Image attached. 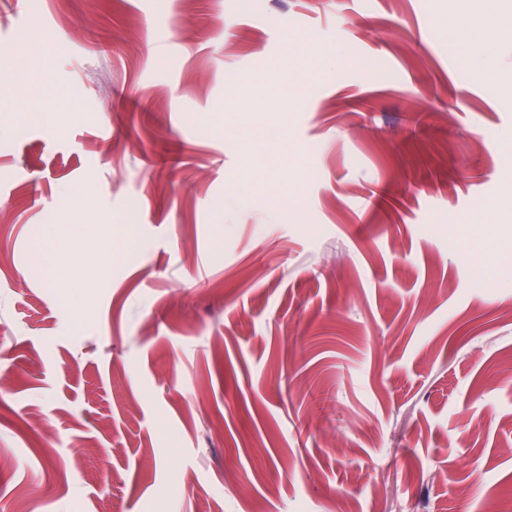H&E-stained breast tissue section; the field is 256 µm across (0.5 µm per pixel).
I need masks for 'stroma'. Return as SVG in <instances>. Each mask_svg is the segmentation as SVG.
I'll use <instances>...</instances> for the list:
<instances>
[{"instance_id": "stroma-1", "label": "stroma", "mask_w": 512, "mask_h": 512, "mask_svg": "<svg viewBox=\"0 0 512 512\" xmlns=\"http://www.w3.org/2000/svg\"><path fill=\"white\" fill-rule=\"evenodd\" d=\"M469 15L0 0V512H512V30L476 79Z\"/></svg>"}]
</instances>
